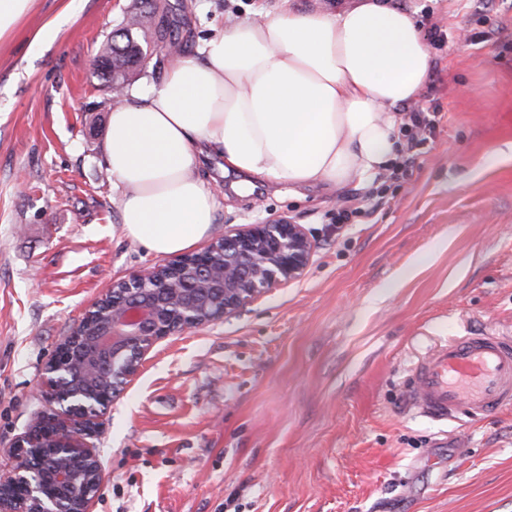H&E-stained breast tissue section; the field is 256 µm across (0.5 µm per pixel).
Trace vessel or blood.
Here are the masks:
<instances>
[{
	"label": "vessel or blood",
	"instance_id": "obj_1",
	"mask_svg": "<svg viewBox=\"0 0 512 512\" xmlns=\"http://www.w3.org/2000/svg\"><path fill=\"white\" fill-rule=\"evenodd\" d=\"M402 398L435 421L511 408L512 336L472 334L435 347L413 366Z\"/></svg>",
	"mask_w": 512,
	"mask_h": 512
}]
</instances>
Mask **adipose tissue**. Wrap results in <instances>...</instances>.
Masks as SVG:
<instances>
[{
    "label": "adipose tissue",
    "mask_w": 512,
    "mask_h": 512,
    "mask_svg": "<svg viewBox=\"0 0 512 512\" xmlns=\"http://www.w3.org/2000/svg\"><path fill=\"white\" fill-rule=\"evenodd\" d=\"M431 59L413 14L393 0L336 11L280 0L229 23L159 83L114 99L104 163L124 235L157 255L206 240L216 203L197 176L204 147L239 172L330 189L387 170L396 109L415 102Z\"/></svg>",
    "instance_id": "1"
}]
</instances>
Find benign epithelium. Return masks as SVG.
Returning <instances> with one entry per match:
<instances>
[{
    "label": "benign epithelium",
    "instance_id": "obj_1",
    "mask_svg": "<svg viewBox=\"0 0 512 512\" xmlns=\"http://www.w3.org/2000/svg\"><path fill=\"white\" fill-rule=\"evenodd\" d=\"M312 243L300 224L263 221L228 230L203 250L112 283L123 288L109 314L76 327L42 377L44 405L15 441L14 465L0 473V512H93L102 479V418L119 392L95 387L99 367L128 356L129 380L160 339L229 317L257 296L304 275ZM56 456L53 470L27 449Z\"/></svg>",
    "mask_w": 512,
    "mask_h": 512
}]
</instances>
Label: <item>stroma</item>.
Listing matches in <instances>:
<instances>
[{
	"label": "stroma",
	"mask_w": 512,
	"mask_h": 512,
	"mask_svg": "<svg viewBox=\"0 0 512 512\" xmlns=\"http://www.w3.org/2000/svg\"><path fill=\"white\" fill-rule=\"evenodd\" d=\"M194 46L277 0H168ZM439 28L408 169L336 193L199 176L214 236L302 225L304 276L159 340L95 439L93 512H512V409L436 422L402 405L442 342L512 334V0H396ZM131 0H32L0 36V467L43 405L41 373L112 281L166 263L122 232L93 75ZM353 210L344 225L336 213ZM408 121L403 124L405 131L409 133L407 150L411 151L423 144L436 129V109L433 112H425L424 109L411 107L403 110ZM428 134V135H427Z\"/></svg>",
	"instance_id": "obj_1"
}]
</instances>
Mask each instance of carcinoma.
<instances>
[{"label":"carcinoma","instance_id":"1","mask_svg":"<svg viewBox=\"0 0 512 512\" xmlns=\"http://www.w3.org/2000/svg\"><path fill=\"white\" fill-rule=\"evenodd\" d=\"M152 43L162 44L165 50L164 57L156 59V68L163 65L164 60L188 52V38L172 28L166 15L154 13L149 0H133L132 10L100 50L103 67L94 72V76L101 81L104 90L110 93L113 84H128L139 68V47Z\"/></svg>","mask_w":512,"mask_h":512}]
</instances>
